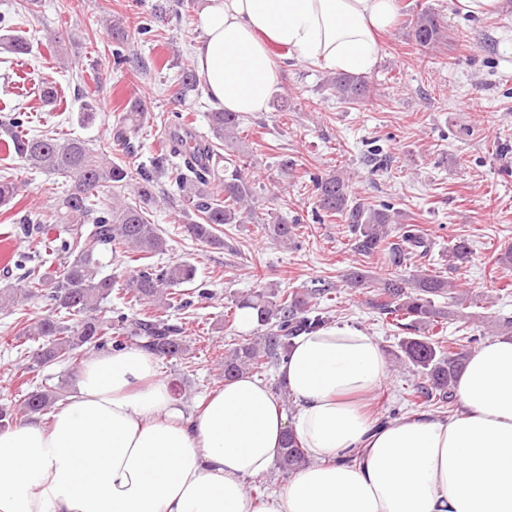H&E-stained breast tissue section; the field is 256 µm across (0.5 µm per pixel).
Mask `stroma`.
<instances>
[{
  "label": "stroma",
  "mask_w": 512,
  "mask_h": 512,
  "mask_svg": "<svg viewBox=\"0 0 512 512\" xmlns=\"http://www.w3.org/2000/svg\"><path fill=\"white\" fill-rule=\"evenodd\" d=\"M396 20L380 42L379 60L368 74L371 95L362 104L342 102L326 80L328 69L288 66L278 72L266 112L242 118L235 154L246 160L259 191L254 206L260 220L282 218L295 225V241L284 246L259 223L228 224L224 245L214 248L186 230L192 207L160 180L149 215L169 241L165 261L195 266L185 290L187 309L170 314L190 346L188 361L160 359L161 373L176 396L198 402L224 384V352L254 330L229 319L232 300L264 286L299 291L317 279L340 283L331 322L372 336L391 355L403 331L383 323L366 289L347 285L351 271L373 279L429 271L462 284L470 304L462 317L449 316L434 336L467 334L486 342V316L512 317V265L497 257L512 246V0L497 14L473 18L458 0H395ZM200 0H39L20 27L31 43L26 55L0 48V113H24L31 134L80 137L114 162L137 168L160 152L163 129L183 118L197 139L209 138L205 91L174 97L170 79L192 63L201 36L196 23ZM431 12L447 26L436 48L418 50L411 37L412 15ZM152 30L140 33L144 17ZM109 17L120 18L129 62L115 70ZM52 82L56 98L44 104L40 90ZM93 99L94 116L79 121L84 99ZM142 102L147 119L124 146L112 130L129 100ZM294 167L282 174L281 159ZM21 176L17 212L53 211L52 176L0 153V174ZM350 177L353 194L370 205L388 204L419 225L431 250L416 265L396 269L382 255L352 251L348 224L317 211L312 176ZM467 240L469 264L448 266V245ZM44 300L0 309V405L17 402L19 385L56 390L68 400L77 390L81 367L66 362L34 367L37 342L16 337L19 316L45 314ZM412 380L405 367H390L385 384L367 397L378 421L414 413L399 397Z\"/></svg>",
  "instance_id": "1"
}]
</instances>
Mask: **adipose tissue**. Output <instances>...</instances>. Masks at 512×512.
<instances>
[{"instance_id": "obj_1", "label": "adipose tissue", "mask_w": 512, "mask_h": 512, "mask_svg": "<svg viewBox=\"0 0 512 512\" xmlns=\"http://www.w3.org/2000/svg\"><path fill=\"white\" fill-rule=\"evenodd\" d=\"M393 22L394 0H205L193 66L215 108L265 112L281 65L370 72ZM387 376L377 342L340 326L294 340L291 413L248 374L195 406L155 355L99 353L50 422L0 431V512H512V336L469 356L449 419L372 423L361 402ZM287 432L309 462L257 498Z\"/></svg>"}]
</instances>
